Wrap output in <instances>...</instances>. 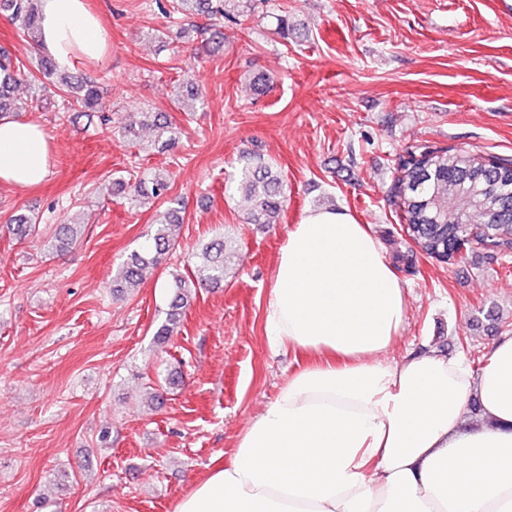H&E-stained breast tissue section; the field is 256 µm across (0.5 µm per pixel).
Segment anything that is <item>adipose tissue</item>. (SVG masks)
<instances>
[{
  "label": "adipose tissue",
  "instance_id": "ef3b65f1",
  "mask_svg": "<svg viewBox=\"0 0 512 512\" xmlns=\"http://www.w3.org/2000/svg\"><path fill=\"white\" fill-rule=\"evenodd\" d=\"M39 48L66 69L112 44L87 0H41ZM51 153L38 124L0 119V183L40 185ZM406 308L368 227L344 207L308 210L283 238L265 326L272 349L320 360L177 512H512V336L478 371L433 348L391 363ZM474 401L485 423H470Z\"/></svg>",
  "mask_w": 512,
  "mask_h": 512
}]
</instances>
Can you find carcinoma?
Segmentation results:
<instances>
[{
	"label": "carcinoma",
	"mask_w": 512,
	"mask_h": 512,
	"mask_svg": "<svg viewBox=\"0 0 512 512\" xmlns=\"http://www.w3.org/2000/svg\"><path fill=\"white\" fill-rule=\"evenodd\" d=\"M228 1L244 4L250 13L270 7V0H172L171 8L163 9L166 16L187 12L238 21L237 15L225 9ZM28 36L39 39L41 32L40 0H3ZM26 82L32 89L29 102L16 106L11 103L14 87ZM71 101L63 110L70 112L77 105L85 110L99 106L96 82L85 75L60 77ZM42 84L20 59L0 57V116L27 111L40 104ZM152 119L155 142L163 148L175 144L179 127L162 114L138 112L130 116L123 127V136L137 137V128ZM226 189L243 194L252 201L247 213L249 224H277L284 203V179L261 156H240L237 173L229 179ZM171 190L169 180L160 175L141 178L130 186L129 200L166 199ZM391 196L400 213V230L427 256L443 262L469 255L483 256L512 263V163L493 159L479 161L462 149L415 145L397 169ZM180 210L168 209L165 219L154 228L142 248L130 254L112 281L113 292L135 287L143 280L146 270L154 268L165 254L177 228L181 227ZM226 243L220 237L208 243L196 255L190 274L173 273L169 288L173 299L167 318L159 324L154 336L164 344L178 332L179 310L185 298L195 288H216L224 282V251Z\"/></svg>",
	"instance_id": "1"
}]
</instances>
